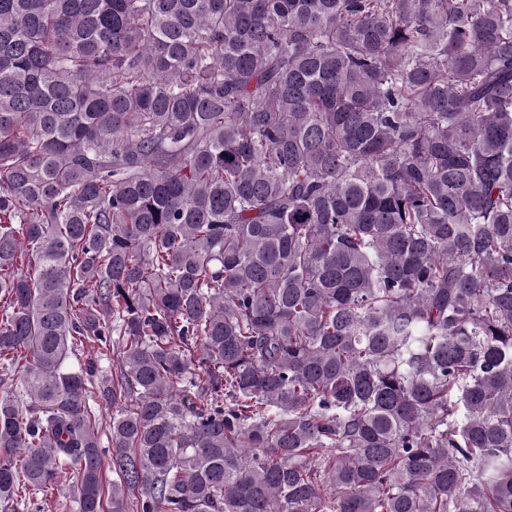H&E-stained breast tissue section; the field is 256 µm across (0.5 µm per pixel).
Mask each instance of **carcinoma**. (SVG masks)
Instances as JSON below:
<instances>
[{"label":"carcinoma","instance_id":"1","mask_svg":"<svg viewBox=\"0 0 512 512\" xmlns=\"http://www.w3.org/2000/svg\"><path fill=\"white\" fill-rule=\"evenodd\" d=\"M0 388V512H512V0H0ZM72 485L70 478H61L54 489L47 493V500L44 503L45 508L41 512H68L63 511L61 506L66 503L72 490Z\"/></svg>","mask_w":512,"mask_h":512}]
</instances>
